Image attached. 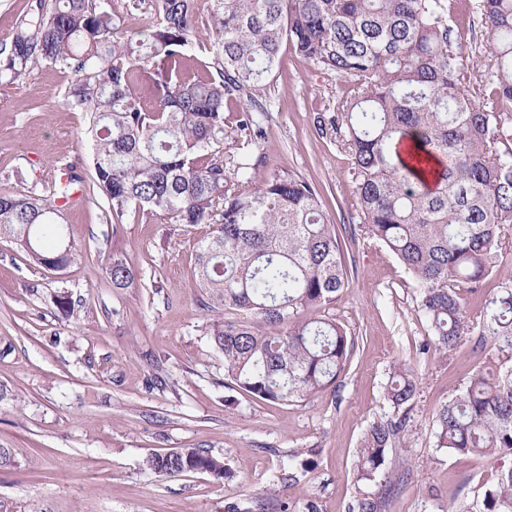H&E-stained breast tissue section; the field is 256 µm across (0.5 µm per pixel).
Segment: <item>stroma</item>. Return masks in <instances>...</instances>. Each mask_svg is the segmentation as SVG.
<instances>
[{
  "mask_svg": "<svg viewBox=\"0 0 512 512\" xmlns=\"http://www.w3.org/2000/svg\"><path fill=\"white\" fill-rule=\"evenodd\" d=\"M448 24L483 75L492 49L479 15L453 0ZM274 107L255 149L266 170L313 182L346 241L348 285L335 306L355 349L336 384L301 403L260 401L224 386V357L192 270L210 225L187 226L128 212L114 223L98 194L65 208L77 249L55 274L0 239V512H483L499 461L436 448L434 417L482 364L512 366V351L473 332L456 353L436 351L419 289L396 257L367 240L352 159L318 115L332 114L351 83L284 47ZM71 74L42 64L0 85V192H42L75 167L93 177L88 117L69 106ZM121 255L137 275L109 286L104 267ZM418 384L411 405L386 397L395 364ZM405 417L399 445L373 480L356 462L373 423ZM201 448L222 457L229 478L156 477L149 452Z\"/></svg>",
  "mask_w": 512,
  "mask_h": 512,
  "instance_id": "obj_1",
  "label": "stroma"
}]
</instances>
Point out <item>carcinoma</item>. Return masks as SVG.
<instances>
[{
  "instance_id": "carcinoma-1",
  "label": "carcinoma",
  "mask_w": 512,
  "mask_h": 512,
  "mask_svg": "<svg viewBox=\"0 0 512 512\" xmlns=\"http://www.w3.org/2000/svg\"><path fill=\"white\" fill-rule=\"evenodd\" d=\"M208 27L196 0H160L145 29L125 16L146 0H39L10 47L0 83L47 64L69 72L70 106L89 113L93 180L112 217L148 211L178 224H211L196 246L193 275L207 308L229 317L211 326L224 356L225 385L271 402H300L344 373L354 339L330 314L347 280L335 225L314 184L262 170L251 146L265 134L282 47L348 78L352 93L318 130L343 131L367 239L387 247L420 287L432 343L446 354L475 323L461 288L474 292L512 239V0H471L493 39L490 78L464 86L469 57L448 26V0H209ZM212 55L215 74L191 79L192 53ZM483 98L489 104L479 106ZM239 102L236 119L224 110ZM70 170L40 195L0 193V239L34 264L62 271L75 259L60 201L81 189ZM115 289L133 270L105 267ZM494 343L512 350V281L501 283L482 318ZM417 384L398 365L386 397L414 400ZM436 447L458 455H512V367L476 370L435 417ZM405 420L373 423L359 478L384 465ZM158 477L190 472L229 477L224 460L198 448L151 453ZM485 512H512V467L486 491Z\"/></svg>"
}]
</instances>
